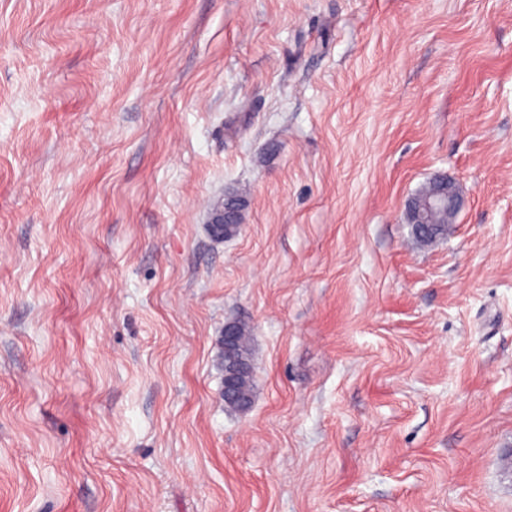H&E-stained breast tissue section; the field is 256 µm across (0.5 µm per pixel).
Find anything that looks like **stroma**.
<instances>
[{"label": "stroma", "mask_w": 512, "mask_h": 512, "mask_svg": "<svg viewBox=\"0 0 512 512\" xmlns=\"http://www.w3.org/2000/svg\"><path fill=\"white\" fill-rule=\"evenodd\" d=\"M502 448L512 0H0V512H512ZM438 184L432 193L431 199L424 202L418 201V198H413L410 201V222L411 231L414 238L422 246H432L438 240L445 238L448 235V217L455 218L460 206V197L455 182L448 178V175H439L435 178ZM433 208H446L448 210L440 209L433 215L432 228L429 232L420 231L419 225L427 228L429 211ZM246 196V192L243 191L232 194L226 197L224 203L222 202L221 205L216 208L222 211H214L211 213L208 227L210 234L214 238L219 239V237L214 235L213 231L216 227H219L220 224H224L223 239H232L238 234L242 223L243 211L247 206ZM226 205H228L229 213L227 221L224 222L223 210ZM236 354L245 364V371L237 379L238 392L242 399L251 403L253 390V368L249 358L250 332L244 323H236Z\"/></svg>", "instance_id": "obj_1"}]
</instances>
